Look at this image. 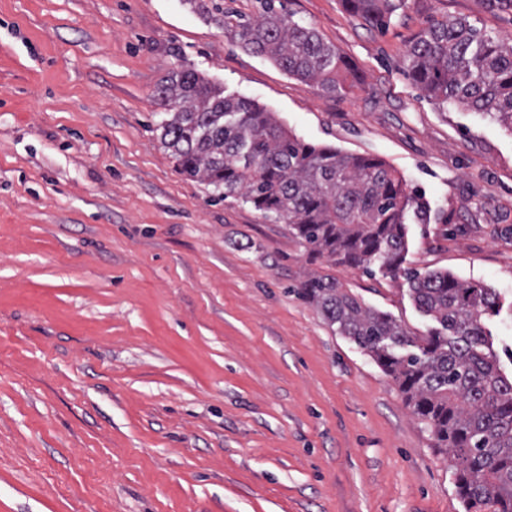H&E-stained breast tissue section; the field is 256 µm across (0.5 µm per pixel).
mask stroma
<instances>
[{"instance_id": "obj_1", "label": "stroma", "mask_w": 512, "mask_h": 512, "mask_svg": "<svg viewBox=\"0 0 512 512\" xmlns=\"http://www.w3.org/2000/svg\"><path fill=\"white\" fill-rule=\"evenodd\" d=\"M279 2L352 91L301 83L188 0H0V512H464L391 378L298 293L328 271L426 331L404 278L327 267L180 174L156 92L188 65L306 143L385 161L431 205L408 267L499 293L511 374L512 130L438 110L404 70L447 18L512 43V0H404L381 27Z\"/></svg>"}]
</instances>
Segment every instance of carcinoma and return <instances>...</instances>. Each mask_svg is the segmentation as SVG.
<instances>
[{"mask_svg":"<svg viewBox=\"0 0 512 512\" xmlns=\"http://www.w3.org/2000/svg\"><path fill=\"white\" fill-rule=\"evenodd\" d=\"M242 46L302 83L343 96L355 86L349 61L312 26L264 0L256 19L224 11L220 0H189ZM374 25L396 0H342ZM405 74L438 107L496 113L512 129V45L464 18L438 21L408 45ZM165 109L160 142L175 168L256 210L282 219L288 235L328 266L404 274L419 312L435 327L417 335L366 306L331 274L312 272L298 294L336 332L368 354L397 385L405 405L430 429L454 468L466 512H512V378L506 376L484 316L492 289L447 271L403 267L409 224H428L429 202L386 163L307 144L274 113L224 89L191 67L173 70L157 90Z\"/></svg>","mask_w":512,"mask_h":512,"instance_id":"obj_1","label":"carcinoma"}]
</instances>
